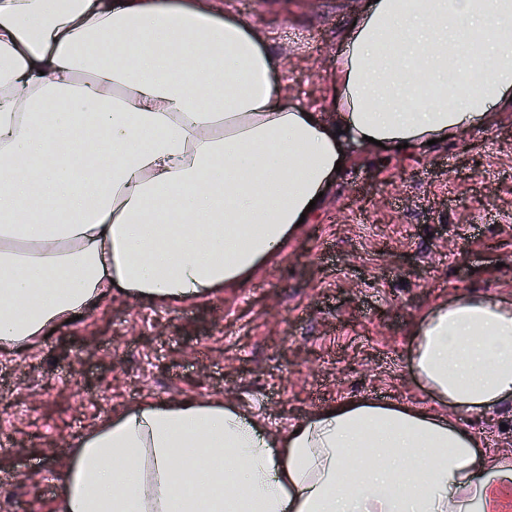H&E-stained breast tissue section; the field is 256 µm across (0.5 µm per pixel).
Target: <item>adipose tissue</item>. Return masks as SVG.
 I'll list each match as a JSON object with an SVG mask.
<instances>
[{
	"instance_id": "1",
	"label": "adipose tissue",
	"mask_w": 512,
	"mask_h": 512,
	"mask_svg": "<svg viewBox=\"0 0 512 512\" xmlns=\"http://www.w3.org/2000/svg\"><path fill=\"white\" fill-rule=\"evenodd\" d=\"M327 108L181 0H0V351L118 287L184 300L275 255L368 139L407 154L512 107V0H361ZM429 407L347 400L279 436L220 400H146L74 444L61 512H499L512 454L435 410L512 401V303L461 293L413 331Z\"/></svg>"
}]
</instances>
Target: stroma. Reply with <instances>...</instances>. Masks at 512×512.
<instances>
[{
  "instance_id": "35a3bbf8",
  "label": "stroma",
  "mask_w": 512,
  "mask_h": 512,
  "mask_svg": "<svg viewBox=\"0 0 512 512\" xmlns=\"http://www.w3.org/2000/svg\"><path fill=\"white\" fill-rule=\"evenodd\" d=\"M260 31L287 104L323 110L358 0H208ZM460 292L512 299V111L421 156L355 151L310 223L245 281L183 301L115 290L0 352V512H59L74 443L145 399L218 398L286 431L349 398L424 405L417 321ZM512 448V402L462 416Z\"/></svg>"
}]
</instances>
